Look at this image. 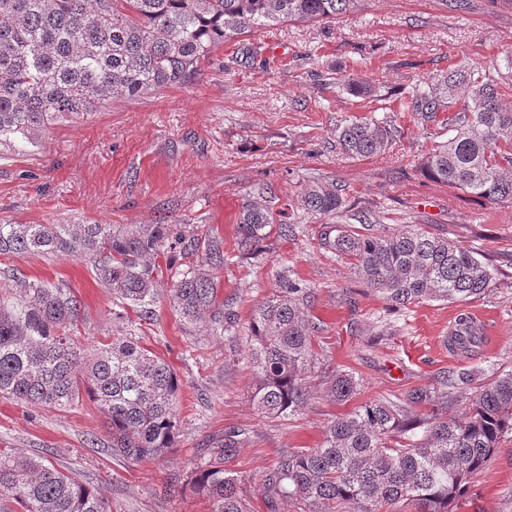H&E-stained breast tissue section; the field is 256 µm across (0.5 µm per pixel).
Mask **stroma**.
Listing matches in <instances>:
<instances>
[{"label": "stroma", "instance_id": "1", "mask_svg": "<svg viewBox=\"0 0 512 512\" xmlns=\"http://www.w3.org/2000/svg\"><path fill=\"white\" fill-rule=\"evenodd\" d=\"M512 49V0H472L453 11L442 0H357L342 18L284 22L226 42L192 81L98 105L51 123L36 144L0 147V222L13 224H197L224 241L219 294L240 324L288 269L316 291L313 314L318 366L298 413L262 419L252 376L228 340L180 321L168 294L185 257L154 256L157 295L151 321L122 311L97 282L91 255L0 256V286L9 269L27 280L72 290L80 303L81 345L111 343L124 332L167 361L180 382L175 445L165 456L132 463L113 456L104 418L90 399L60 409L0 396V448L44 456L97 490L111 512H211L192 488L195 469L237 431L224 461L235 471L251 512H268L258 481L280 455L316 447L343 406L324 392L325 371L360 378L359 401L394 399L435 385L443 372L480 367L512 371V204H485L427 179L422 157L435 140L414 113L397 111L412 84L434 80L467 60L485 67ZM365 78L373 97L351 95L347 80ZM351 115L389 117L398 129L385 153L349 159L335 130ZM336 184L346 212L325 222L354 225L368 213L382 228L411 224L454 239L493 260L495 284L462 304L422 303L393 313L360 293L353 264L320 248L323 220L302 216L293 239H263L240 257L237 222L248 197L267 187L287 202L301 186ZM486 320L472 352L448 350L459 314ZM459 512H512V434L505 435Z\"/></svg>", "mask_w": 512, "mask_h": 512}]
</instances>
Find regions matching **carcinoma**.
<instances>
[{"label":"carcinoma","instance_id":"obj_1","mask_svg":"<svg viewBox=\"0 0 512 512\" xmlns=\"http://www.w3.org/2000/svg\"><path fill=\"white\" fill-rule=\"evenodd\" d=\"M354 0H0V146L33 144L48 121L90 112L109 99L131 98L188 82L224 43L273 23L332 21ZM512 81V52L504 71L457 64L401 98L398 111L441 125L454 135L428 151V178L492 204L512 203V108L502 92ZM397 129L388 120L346 119L336 149L351 158L386 152ZM265 196L242 207L236 245L253 255L271 231L295 237ZM345 207L341 189L302 188L297 208L314 216ZM319 244L355 261L367 289L393 309L426 302L460 303L494 283L490 265L473 249L416 226L361 232L324 224ZM197 261L174 275L170 303L184 323L208 322L242 346L252 369V401L268 419L291 415L308 399L307 374L316 365L312 308L315 289L278 273L277 288L251 310L245 335L238 313L219 299L216 270L224 240L196 225L0 222V255L95 256V275L120 303L141 309L157 294L161 252ZM78 299L68 288L40 281L0 289V395L50 407H71L87 394L105 416L112 454L140 461L175 444L179 381L164 360L131 336L88 350L73 338ZM481 368L445 373L438 386L417 387L394 400H373L327 423L316 448L287 452L260 479L270 512L293 504L299 512H380L400 504L413 512H453L468 497L500 439L512 433V373L484 381ZM349 373L332 370L326 392L345 404L359 394ZM474 391L460 415L448 407ZM235 444L227 435L214 459L196 468L194 490L212 512H250L239 476L224 468ZM0 512H108L77 477L39 455L0 448Z\"/></svg>","mask_w":512,"mask_h":512}]
</instances>
